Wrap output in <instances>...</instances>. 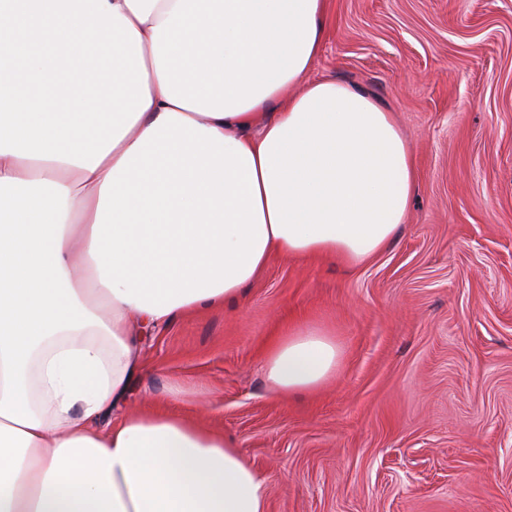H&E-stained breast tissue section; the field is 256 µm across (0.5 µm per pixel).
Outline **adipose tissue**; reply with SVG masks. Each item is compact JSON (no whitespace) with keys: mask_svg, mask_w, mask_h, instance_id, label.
Instances as JSON below:
<instances>
[{"mask_svg":"<svg viewBox=\"0 0 512 512\" xmlns=\"http://www.w3.org/2000/svg\"><path fill=\"white\" fill-rule=\"evenodd\" d=\"M327 2L0 0V512H266L223 433L98 422L142 337L236 301L272 257L357 265L404 223L390 113L307 78ZM338 358L299 330L264 374L315 390Z\"/></svg>","mask_w":512,"mask_h":512,"instance_id":"1","label":"adipose tissue"}]
</instances>
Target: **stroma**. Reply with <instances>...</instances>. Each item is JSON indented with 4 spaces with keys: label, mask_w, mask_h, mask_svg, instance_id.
Segmentation results:
<instances>
[{
    "label": "stroma",
    "mask_w": 512,
    "mask_h": 512,
    "mask_svg": "<svg viewBox=\"0 0 512 512\" xmlns=\"http://www.w3.org/2000/svg\"><path fill=\"white\" fill-rule=\"evenodd\" d=\"M310 76L391 112L405 224L357 266L273 258L243 304L144 337L119 409L223 430L267 512H512V0H330ZM295 328L340 358L279 397L262 364Z\"/></svg>",
    "instance_id": "obj_1"
}]
</instances>
